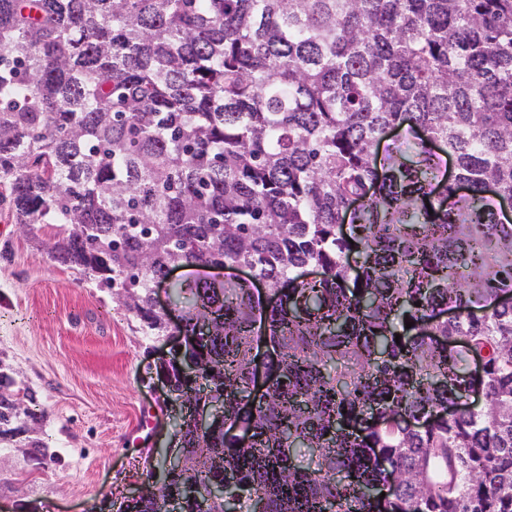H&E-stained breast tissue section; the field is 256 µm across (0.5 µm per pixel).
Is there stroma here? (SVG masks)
Returning a JSON list of instances; mask_svg holds the SVG:
<instances>
[{
    "mask_svg": "<svg viewBox=\"0 0 512 512\" xmlns=\"http://www.w3.org/2000/svg\"><path fill=\"white\" fill-rule=\"evenodd\" d=\"M49 229L24 233L0 204V355L36 391L42 438L62 462L35 468L27 436L0 444V512H117L147 465H161L157 363L164 336H146L109 290L52 262Z\"/></svg>",
    "mask_w": 512,
    "mask_h": 512,
    "instance_id": "obj_1",
    "label": "stroma"
}]
</instances>
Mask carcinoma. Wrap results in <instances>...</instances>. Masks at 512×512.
<instances>
[{"instance_id":"obj_1","label":"carcinoma","mask_w":512,"mask_h":512,"mask_svg":"<svg viewBox=\"0 0 512 512\" xmlns=\"http://www.w3.org/2000/svg\"><path fill=\"white\" fill-rule=\"evenodd\" d=\"M404 124L411 146L378 158ZM503 198L512 0H0V202L15 223L51 229V259L147 336L169 335L149 294L176 263L246 266L267 286L198 274L173 289L185 339L159 371L224 427L180 417L184 466L128 512H161L185 486L184 512H223L222 469L238 512H512ZM15 374L0 357V442L30 433L28 460L56 465ZM235 488L236 486L232 480L224 479V474L213 486V494L222 502L224 512H237L239 494Z\"/></svg>"}]
</instances>
